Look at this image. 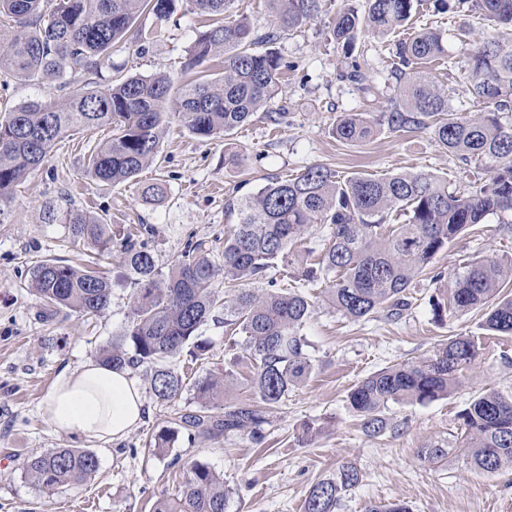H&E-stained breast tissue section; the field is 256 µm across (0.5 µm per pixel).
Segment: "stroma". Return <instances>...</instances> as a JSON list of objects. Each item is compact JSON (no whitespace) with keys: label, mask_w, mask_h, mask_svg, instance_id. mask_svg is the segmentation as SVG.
I'll return each mask as SVG.
<instances>
[{"label":"stroma","mask_w":512,"mask_h":512,"mask_svg":"<svg viewBox=\"0 0 512 512\" xmlns=\"http://www.w3.org/2000/svg\"><path fill=\"white\" fill-rule=\"evenodd\" d=\"M364 3L323 0L317 19L277 43L289 63L274 102L286 113L281 125H270L259 111L229 136L203 139L173 119L161 139L158 162L136 180L116 185L85 172L89 154L108 139L109 129L75 130L16 187L8 216L0 221V512H78L82 506L87 512H152L159 497L181 496L183 465L194 459L223 475L233 492L228 512H303L309 487L346 462L358 469L360 482L343 498L338 512H367L369 506L399 500L413 512H512V469L494 476L479 474L453 446L460 431L457 415L470 398L491 384L512 382V336L485 330L480 313L449 309L450 292L444 285L468 260L512 255L511 212L487 216L439 252L429 275L411 289V307L397 320L381 313L351 320L325 305L323 282L310 285L306 293L315 308L301 333L314 369L305 384L289 392L266 426L264 445L240 434L193 440L182 434L166 454L146 447L154 430L200 408L195 381L223 372L232 355L230 343L243 342L241 332L225 328L220 311L199 330L210 351L199 358L186 351L173 361L184 381L181 396L167 404L146 399L142 422L121 440L89 446L77 435L53 430L40 415L39 404L61 369L97 359L100 348L125 332L134 292L116 246L111 257L100 262L112 281V303L105 317L88 320L63 312L46 316L43 300L31 290V267L43 259L76 266L92 252L73 240L66 214L87 213L111 225L117 238L133 227L153 226L154 234L144 241L164 271L190 236L206 240L213 257H221L224 234L236 222L227 211L228 201L311 165L327 166L343 177L432 172L447 176L452 188L472 179L473 168L449 155L426 130L394 132L382 125L369 140L354 145L332 137L330 128L339 115L377 116L394 94L390 69L395 45L405 31L384 37L368 33L358 39L355 54L368 75L361 86L343 78V52L327 34L337 11ZM415 22L444 37L447 62L430 63L427 69L447 91L449 107L471 110L469 83L456 65L458 35L466 32L471 39H481L489 34L490 22L465 0H452L445 11L435 10L434 0H421ZM137 24L161 26L164 35L143 50L129 41L114 46L97 76L99 83L131 73L180 74L199 27L186 0H178L167 21L145 13ZM153 183L162 185V195L144 197V187ZM435 273L441 274V282L432 281ZM437 303L444 306L439 315L433 312ZM459 333L479 339V353L464 386L426 405L392 406L395 431L367 437L348 409L349 390L382 368L429 355L437 344ZM306 425L316 432L309 441L301 438ZM434 444L446 446L448 456L431 463L418 451ZM85 447L98 458L96 474L54 497H45L22 475V462L31 453Z\"/></svg>","instance_id":"35a3bbf8"}]
</instances>
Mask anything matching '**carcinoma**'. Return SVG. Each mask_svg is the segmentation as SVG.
<instances>
[{"mask_svg": "<svg viewBox=\"0 0 512 512\" xmlns=\"http://www.w3.org/2000/svg\"><path fill=\"white\" fill-rule=\"evenodd\" d=\"M470 2L494 24L493 35L476 43L462 40V68L471 86L473 110L456 113L448 94L424 69L444 56L443 36L413 29L416 0H367L358 13L347 7L336 14L329 34L341 46L348 65L343 77L363 84L367 74L352 59L362 31L388 35L410 30L396 46L393 70L398 94L376 118L361 113L337 117L331 134L343 143L370 138L376 126L393 132L431 129L449 154L475 163L488 177L448 190V180L431 172L397 173L373 178H343L322 165H312L293 178L271 181L256 193L229 203L238 223L224 236V262L210 257L206 241L189 238L181 257L163 273L153 253L129 235L123 241L125 266L135 285L128 329L100 350L102 363L146 367L155 399L178 398L184 382L171 360L188 346L203 356L208 346L198 331L224 310V325L237 326L245 351L254 362L250 388L263 407L249 400H224V413L182 414L151 436L152 451L163 455L179 433L188 436L246 434L263 442L270 423L288 396L313 371L301 329L314 303L295 288H277L268 278L283 261L300 269L298 280L327 281L325 302L347 318L361 320L385 311L397 318L410 307L409 292L436 254L468 227L490 214L512 211V123L501 113L512 108V0ZM43 0H0V15L14 19V37L0 46V74L49 83L69 72L96 74L112 46L132 31L145 11L160 21L175 10L176 0H59L46 13ZM190 10L212 18L187 49L184 71L216 55H224L223 71L183 83L167 75L130 74L101 86L85 84L65 101H26L0 118V215L13 189L39 167L51 148L73 129H112V137L90 155L86 173L110 184L129 182L159 153L160 140L174 117L203 138H221L246 124L260 109L272 125L284 113L271 110L280 78L289 64L270 48L282 36L317 18L321 0H265L272 24L263 31L245 16L231 17L233 0H187ZM403 219L389 224L388 218ZM75 241L100 252L112 249V228L84 213L66 218ZM330 226L331 243L319 269L293 256V245L313 227ZM267 283L261 288L259 284ZM512 283V256L476 258L451 283L450 304L457 312L488 307L487 330L512 335V296L502 289ZM31 284L54 311L101 317L112 301V281L93 265L74 268L54 259L35 263ZM478 341L458 334L417 362L389 366L359 381L348 393L351 410L367 436L394 430L393 405H425L448 397L463 385L475 362ZM231 371L195 383L208 401L227 395ZM466 463L483 475L512 468V384L479 391L459 414ZM98 469L87 450L47 448L24 459L22 474L50 497L86 481ZM360 474L350 463L313 484L304 512H336ZM230 492L224 478L206 463L185 466L181 497L160 498L154 512H227Z\"/></svg>", "mask_w": 512, "mask_h": 512, "instance_id": "carcinoma-1", "label": "carcinoma"}]
</instances>
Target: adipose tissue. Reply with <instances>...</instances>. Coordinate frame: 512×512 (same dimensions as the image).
I'll return each instance as SVG.
<instances>
[{
	"label": "adipose tissue",
	"mask_w": 512,
	"mask_h": 512,
	"mask_svg": "<svg viewBox=\"0 0 512 512\" xmlns=\"http://www.w3.org/2000/svg\"><path fill=\"white\" fill-rule=\"evenodd\" d=\"M144 406L143 390L129 367L115 369L87 360L61 371L40 413L56 431L109 444L140 424Z\"/></svg>",
	"instance_id": "obj_1"
}]
</instances>
